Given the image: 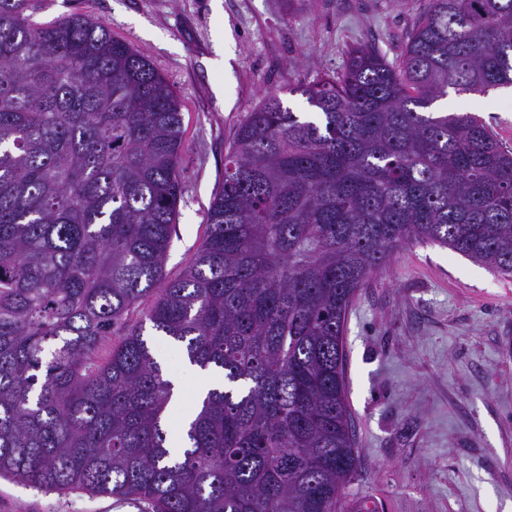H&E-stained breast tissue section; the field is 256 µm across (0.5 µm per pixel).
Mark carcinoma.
Wrapping results in <instances>:
<instances>
[{
	"label": "carcinoma",
	"mask_w": 512,
	"mask_h": 512,
	"mask_svg": "<svg viewBox=\"0 0 512 512\" xmlns=\"http://www.w3.org/2000/svg\"><path fill=\"white\" fill-rule=\"evenodd\" d=\"M29 6L0 0V476L145 512H343L356 293L416 242L512 277V151L475 115L431 111L512 86V0H427L397 62L361 47L289 89L313 119L266 94L168 282L179 97L103 24ZM152 336L229 384L179 456Z\"/></svg>",
	"instance_id": "obj_1"
}]
</instances>
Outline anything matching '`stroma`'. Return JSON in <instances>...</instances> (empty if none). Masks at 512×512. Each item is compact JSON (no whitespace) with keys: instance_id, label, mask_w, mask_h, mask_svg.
<instances>
[{"instance_id":"stroma-1","label":"stroma","mask_w":512,"mask_h":512,"mask_svg":"<svg viewBox=\"0 0 512 512\" xmlns=\"http://www.w3.org/2000/svg\"><path fill=\"white\" fill-rule=\"evenodd\" d=\"M34 21L78 12L146 55L184 115L183 197L165 262L180 276L207 234L237 128L278 92L341 72L350 49L400 55L425 0H32ZM233 55L219 64L216 46ZM436 111L474 113L512 149V91L449 92ZM182 387L167 427L179 431L204 374L152 339ZM347 401L359 468L345 512H505L512 508V278L433 243L396 253L349 309ZM132 500L40 492L0 478V512H140Z\"/></svg>"}]
</instances>
